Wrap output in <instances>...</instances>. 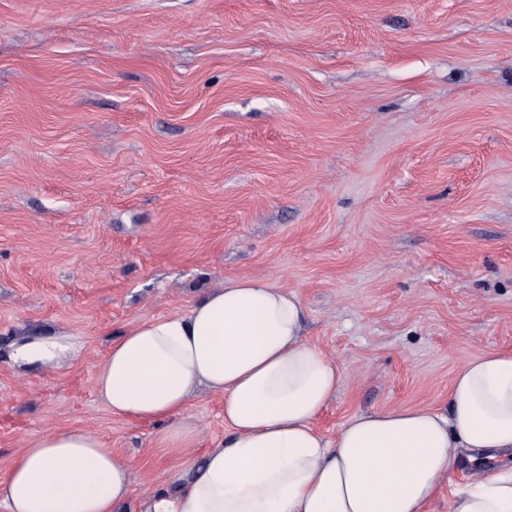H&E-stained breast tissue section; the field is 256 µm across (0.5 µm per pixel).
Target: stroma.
Returning a JSON list of instances; mask_svg holds the SVG:
<instances>
[{
    "label": "stroma",
    "instance_id": "1",
    "mask_svg": "<svg viewBox=\"0 0 512 512\" xmlns=\"http://www.w3.org/2000/svg\"><path fill=\"white\" fill-rule=\"evenodd\" d=\"M295 294L343 375L319 417L448 408L512 351V0H0V475L84 427L173 489L167 425L111 415L98 361L225 280ZM74 332L23 373L16 341ZM203 456L227 436L205 390ZM503 457L463 461L429 512Z\"/></svg>",
    "mask_w": 512,
    "mask_h": 512
}]
</instances>
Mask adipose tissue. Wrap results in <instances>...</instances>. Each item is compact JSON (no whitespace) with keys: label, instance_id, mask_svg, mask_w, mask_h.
<instances>
[{"label":"adipose tissue","instance_id":"obj_1","mask_svg":"<svg viewBox=\"0 0 512 512\" xmlns=\"http://www.w3.org/2000/svg\"><path fill=\"white\" fill-rule=\"evenodd\" d=\"M304 309L265 277L225 281L183 312L136 321L97 364L98 399L114 415L169 421L181 459L175 491L137 512H427L463 458L512 451V352L462 364L448 409H384L347 419L334 437L315 422L341 367L303 338ZM73 334L20 343L16 366L48 369L78 354ZM224 399L231 434L202 458L183 416L197 388ZM131 466L97 433L31 439L0 479L5 512H128ZM449 512H512V466L476 477Z\"/></svg>","mask_w":512,"mask_h":512}]
</instances>
